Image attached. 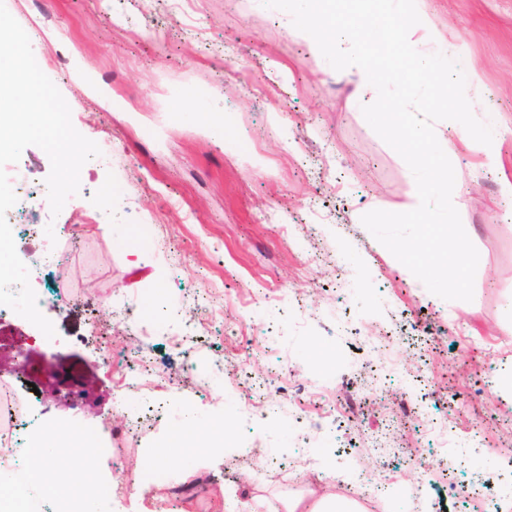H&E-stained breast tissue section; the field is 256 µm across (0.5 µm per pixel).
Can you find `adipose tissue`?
Returning <instances> with one entry per match:
<instances>
[{
    "instance_id": "1",
    "label": "adipose tissue",
    "mask_w": 512,
    "mask_h": 512,
    "mask_svg": "<svg viewBox=\"0 0 512 512\" xmlns=\"http://www.w3.org/2000/svg\"><path fill=\"white\" fill-rule=\"evenodd\" d=\"M58 437L42 438L39 450L28 458L30 485L50 494L56 488L76 487L88 480L92 467L88 460H61Z\"/></svg>"
}]
</instances>
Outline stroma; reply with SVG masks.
I'll return each mask as SVG.
<instances>
[{
	"label": "stroma",
	"mask_w": 512,
	"mask_h": 512,
	"mask_svg": "<svg viewBox=\"0 0 512 512\" xmlns=\"http://www.w3.org/2000/svg\"><path fill=\"white\" fill-rule=\"evenodd\" d=\"M0 1L103 156L82 167L59 214L39 211L63 261L33 275L69 293L40 308L54 338L20 316L0 329L42 364L74 356L94 401L76 410L41 392V432H111L92 471L112 490L106 512H271L303 493L278 468L305 445L315 462L294 474L332 471L350 484L375 469L387 512L415 501L421 512H482L481 486L512 472V398L497 386L512 376V202L499 191L500 174L512 177V138L498 169L480 166L475 142L450 157L452 201L480 260L473 301H446L374 248L362 215L417 202L415 179L366 122L353 82L307 50L286 12L261 0H186L180 10L172 0ZM417 10L465 49L492 121L512 125V0H418ZM200 87L214 91L212 113L170 121ZM106 196L102 226L92 218ZM123 292L145 333L113 319ZM163 305L196 325L195 342L161 319ZM108 344L163 377L151 425L130 430L114 417L120 375L101 365ZM191 359L203 369L222 360L223 386L208 394L190 381ZM321 385L356 409L297 419ZM249 392L284 412L247 421L236 408ZM440 404L448 416L436 434L453 463L423 475L407 451L427 430L420 414ZM189 409L214 424L208 438L183 430ZM242 439L265 457L237 460ZM160 445L171 460L158 470Z\"/></svg>",
	"instance_id": "1"
}]
</instances>
